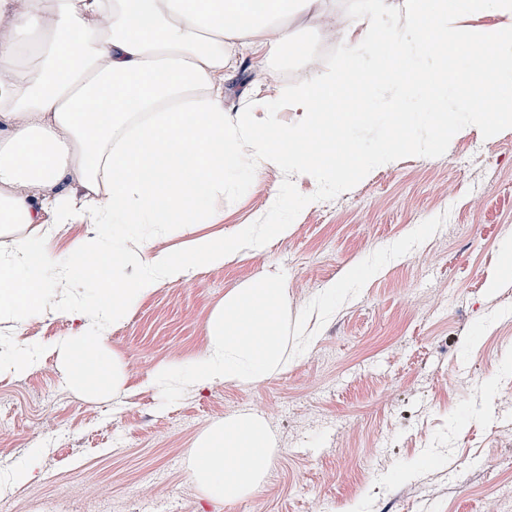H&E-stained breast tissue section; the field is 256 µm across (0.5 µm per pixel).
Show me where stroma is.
<instances>
[{"label": "stroma", "mask_w": 512, "mask_h": 512, "mask_svg": "<svg viewBox=\"0 0 512 512\" xmlns=\"http://www.w3.org/2000/svg\"><path fill=\"white\" fill-rule=\"evenodd\" d=\"M307 75L302 59L247 58L225 84L238 110L259 92ZM483 153L465 163L472 146ZM285 196L287 236L259 251L163 284L126 320L106 326L123 366L117 393L75 386L54 346L78 328L48 308L23 328L0 320V340L38 354L0 374V512H512V278L498 274L512 240V125L448 134L433 157L399 151L343 184L279 164L225 189L191 234L122 232L126 247L179 254L190 236L242 224L265 233L267 202ZM446 215L444 226L387 263L326 322L286 371L250 385L187 389L162 406L149 373L202 355L205 326L224 296L285 274L291 316L376 250ZM258 414L277 448L253 494L203 498L187 467L213 423ZM38 450L37 476L17 472ZM438 455L437 466L424 458Z\"/></svg>", "instance_id": "1"}]
</instances>
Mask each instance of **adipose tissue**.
Here are the masks:
<instances>
[{"label":"adipose tissue","mask_w":512,"mask_h":512,"mask_svg":"<svg viewBox=\"0 0 512 512\" xmlns=\"http://www.w3.org/2000/svg\"><path fill=\"white\" fill-rule=\"evenodd\" d=\"M0 0V318L17 326L55 302L63 279L94 278L96 323L58 343L71 377L98 392L117 390L120 365L106 349L97 322L116 323L161 283L188 281L200 268L261 248L264 237L242 226L226 238L199 236L187 252L129 250L75 242L57 255L51 241L69 224L103 232L141 224L201 223L212 201L243 175L278 162L314 177L370 162L391 164L403 147L435 155L442 132L512 124V0H359L356 20L337 31L346 53L280 95L299 122L256 126L265 98L242 112L224 108V79L242 55L276 50L306 55L292 37L294 20L326 30L335 0ZM493 17L471 26L470 16ZM455 56L452 77L440 62ZM383 66L394 94L390 122L415 95L413 119L435 137L382 138L365 150L353 131L366 124L364 106L336 108L354 84L374 88L367 61ZM98 252L97 267L86 257ZM140 265L123 283L118 270ZM274 441L256 414L210 425L188 453L190 472L206 498L231 501L257 490Z\"/></svg>","instance_id":"1"}]
</instances>
